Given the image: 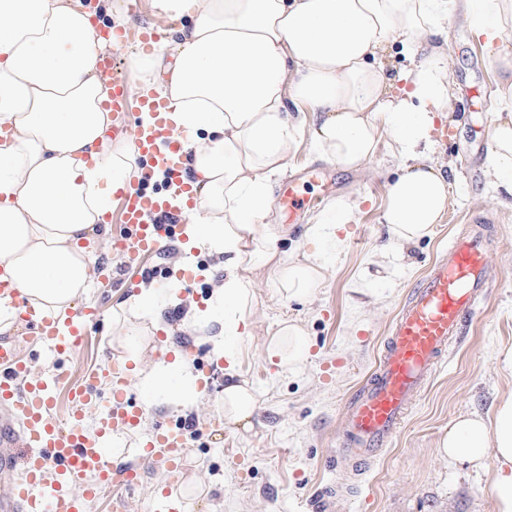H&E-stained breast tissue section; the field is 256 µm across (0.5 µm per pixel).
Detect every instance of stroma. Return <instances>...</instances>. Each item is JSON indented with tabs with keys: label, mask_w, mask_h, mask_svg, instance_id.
<instances>
[{
	"label": "stroma",
	"mask_w": 512,
	"mask_h": 512,
	"mask_svg": "<svg viewBox=\"0 0 512 512\" xmlns=\"http://www.w3.org/2000/svg\"><path fill=\"white\" fill-rule=\"evenodd\" d=\"M103 19L122 22L124 30L145 23L163 25L152 0H89ZM451 95L424 149L426 159L443 167L450 190L446 213L431 237L400 247L390 241L381 222L389 181L398 160L389 136L359 171L317 158L309 130L296 134L286 174L307 171L302 194L316 198L315 209L289 223L273 209L279 248L290 260L311 250L306 234L316 211L332 204H356L354 223L327 240L323 279L307 301L286 298L276 277L252 288L250 334L238 345L237 370L257 397L251 430L225 422V360L215 358L207 334L193 326L191 308H205L213 288L224 281V258L207 247H178L163 258H148L143 268H128L113 246L124 233L120 222L99 225L89 241L97 258L91 286L82 305L102 311L103 332L67 361L73 380L102 370L108 359L128 361V336L139 337L151 359L160 348L191 347L188 366L196 378L193 405L176 408L164 402L148 406L142 424L122 433L120 459L141 463V485L129 500V512H153L161 493L166 452L145 450L147 434L159 423L193 418L186 431L191 460L189 491L181 512H312L316 503L333 512H495L492 492L495 462L484 468L451 460L438 451L449 423L467 413L486 414L499 397L512 392V374L502 369V351L512 347V194L490 183L483 173L487 156L471 143L468 132L490 133L498 118V55L512 54V24L493 46L472 35L460 14L446 24ZM495 237L489 258L493 288L482 315L469 322L464 336L452 342L447 360L415 398L408 420L391 448L353 472L338 457L344 398L371 370L389 325L415 279L424 273L455 235L475 223ZM153 273L160 322L137 319L126 310L139 293L142 269ZM186 269L191 281L162 288L166 273ZM299 325L308 341L305 358L284 372L270 364L265 345L284 323ZM334 364L325 374L326 364ZM212 377H205V369ZM223 420L215 433L213 420Z\"/></svg>",
	"instance_id": "35a3bbf8"
}]
</instances>
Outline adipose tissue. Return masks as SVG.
I'll list each match as a JSON object with an SVG mask.
<instances>
[{
	"mask_svg": "<svg viewBox=\"0 0 512 512\" xmlns=\"http://www.w3.org/2000/svg\"><path fill=\"white\" fill-rule=\"evenodd\" d=\"M184 19L179 39L133 58L139 96L157 91L172 110L174 135L193 159L192 191L174 197L190 242L224 256V282L199 327L217 322L241 338L256 276L276 271L289 298L310 297L322 279L321 240L354 220L332 205L307 231L313 249L286 260L269 224L268 179L288 166L295 134L311 126L320 158L361 169L387 129L403 174L383 210L393 242L409 245L442 220L449 183L421 160L450 93V59L431 39L443 34L448 0H153ZM476 40L492 44L512 16V0H464ZM96 9L84 0H0V276L36 314L73 307L90 285L92 254L76 243L103 222L112 196L140 169L129 138L113 134L109 86L96 67L106 43L95 40ZM400 42L419 61L393 86L380 60ZM487 173L512 193V116L497 119ZM301 327L284 324L266 346L281 368L302 362ZM224 417L251 428L256 399L237 380V353L225 348ZM156 398L188 407L195 379L182 359L154 363L144 376ZM438 451L483 467L494 459L496 512H512V392L491 414L458 416Z\"/></svg>",
	"mask_w": 512,
	"mask_h": 512,
	"instance_id": "1",
	"label": "adipose tissue"
}]
</instances>
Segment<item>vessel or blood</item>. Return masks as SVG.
Instances as JSON below:
<instances>
[{
    "label": "vessel or blood",
    "mask_w": 512,
    "mask_h": 512,
    "mask_svg": "<svg viewBox=\"0 0 512 512\" xmlns=\"http://www.w3.org/2000/svg\"><path fill=\"white\" fill-rule=\"evenodd\" d=\"M132 98L128 78L112 80V112L127 111ZM142 107L157 118L150 131L132 127L126 134L140 159L166 171L171 185L191 189L186 155L173 138L167 119L168 102L161 95L142 100ZM124 238L117 246L127 266H140L147 255H158L181 237L180 211L163 196L147 195L144 186L121 192L116 197ZM277 203L297 215L310 204L294 184L279 188ZM160 222H153V215ZM492 240L482 232L453 237L443 253L415 282L389 326L382 350L368 379L345 402L343 435L339 448L356 464H364L389 448L399 434L412 401L448 352L449 342L461 336L476 316L490 288L489 256ZM17 308L54 363L48 375L29 379L15 342L0 340V512H86L98 485H120L133 489L138 483V466L109 465L106 444L112 434L137 428L145 417L143 406L124 408L113 404L128 386L125 368L119 362L107 365L105 374H91L72 387L75 406L66 426L52 416L54 392L62 385L67 369L63 357L77 350L87 323L97 321L93 308H79L69 316L68 335H59L56 319L45 315L34 320L25 300ZM110 376V395L98 396L102 376ZM27 386H20V379ZM100 411L94 425H87L81 411L91 399ZM185 423L158 424L148 447L167 451L165 484L182 485L189 467L190 450Z\"/></svg>",
    "instance_id": "1"
}]
</instances>
